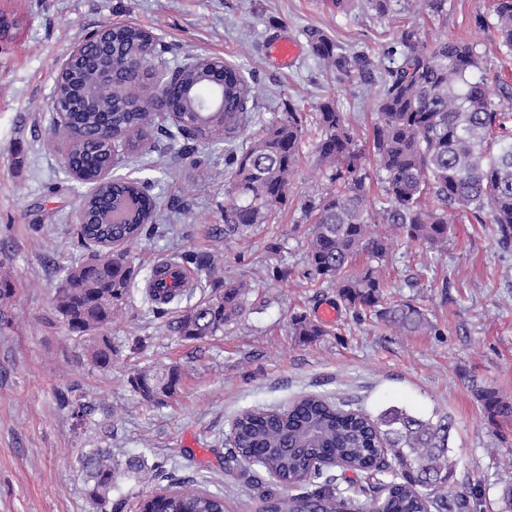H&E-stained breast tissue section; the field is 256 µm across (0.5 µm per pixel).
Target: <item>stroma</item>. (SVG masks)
Listing matches in <instances>:
<instances>
[{"mask_svg": "<svg viewBox=\"0 0 512 512\" xmlns=\"http://www.w3.org/2000/svg\"><path fill=\"white\" fill-rule=\"evenodd\" d=\"M13 7L22 29L0 42V277L14 285L0 301V512H105L88 496L79 465L92 448L158 465L153 483L130 476L113 490L124 497V512L179 482L223 492L224 512H256V490L229 475L237 466L225 445L229 424L241 410H283L307 393L345 399L373 416L391 405L448 415L457 462L449 493L470 492V512H500L498 462L512 456V420L489 421L471 391L478 380L512 402V244L500 246L492 225L455 216L439 251L393 239L387 294L419 306L432 332L400 336L337 307L325 336L303 345L292 317H317L336 301L334 289L299 276L307 229L301 205L328 183L311 147L299 156L286 210L237 242L224 238V143L172 145L149 133L138 151L117 153L114 172L153 183L179 206L153 238L125 247L137 274L121 310L97 330L114 346L111 366L100 368L89 340L71 336L53 305L55 284L88 254L72 222L88 187L61 167L49 109L54 75L75 41L124 21L151 29L167 60L202 54L242 69L253 88L252 120L238 143L288 107L308 112L325 98L363 135L396 21L417 24L429 39L474 42L488 83L512 82V50L497 39L491 0H447L440 16H418L409 0H392V23L370 0H345L340 9L332 0H15ZM312 29L370 53V74L343 79L325 70L309 47ZM278 40L299 45L295 62L273 57ZM188 250L220 258L225 279L253 285L242 319L201 341L179 338L168 323L211 295L206 273H192L189 295L168 304L165 316L149 312L152 268ZM159 364L179 366L182 382L173 399L154 406L129 380ZM67 391L87 404L83 417L61 404Z\"/></svg>", "mask_w": 512, "mask_h": 512, "instance_id": "obj_1", "label": "stroma"}]
</instances>
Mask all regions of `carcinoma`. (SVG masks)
I'll use <instances>...</instances> for the list:
<instances>
[{"label":"carcinoma","instance_id":"obj_1","mask_svg":"<svg viewBox=\"0 0 512 512\" xmlns=\"http://www.w3.org/2000/svg\"><path fill=\"white\" fill-rule=\"evenodd\" d=\"M495 28L501 44L512 49V0H492ZM149 37L141 27L112 32V71L130 79L129 93L140 96L146 78L132 67L131 55ZM312 54L323 66L347 79L371 69L368 53H348L323 32L308 34ZM389 60L377 92L376 117L365 143L376 168L361 164L358 135L344 113L327 100L315 107L312 122L318 130L314 152L328 174V186L307 200L302 213L310 224L301 276L311 284L333 288L346 311L359 319L374 313L400 332L431 331L424 314L407 301L386 302L382 262L391 239L376 228L389 224L394 235L437 250L447 245L451 214L478 224H492L499 244L512 242V84L490 88L475 76L482 68L476 44L461 39L427 41L413 25L405 26L393 45L384 49ZM207 68L181 69L180 85L205 91ZM88 66L63 77L58 89L80 97L88 89ZM252 87L233 64L224 62V111L207 116L200 98L173 95L180 109L176 131L162 132L170 141L229 142L247 123ZM84 138L69 146L70 164L91 183L112 163V141L133 142L155 125L141 112H129L116 99L94 95L84 110L72 115ZM306 135L303 113L294 107L262 125L246 147L225 150L224 168L232 178L224 205V238L244 241L260 224L278 218L287 205L289 185L296 172ZM380 185L377 201L372 186ZM94 216L79 234L81 242L98 246L71 266L57 284L55 312L70 333L82 339L112 320L122 309L135 269L126 256L115 255L112 239L130 244L155 231L157 196L151 186L135 179L103 185L80 200ZM370 261L357 267L361 255ZM180 267L205 270L220 281L215 259L194 252L179 256ZM250 285L227 281L209 298L184 311L170 325L183 340L198 341L224 332L246 310ZM292 335L309 343L326 330L304 314L291 320ZM98 367L112 364V341L100 336L91 346ZM177 365L153 366L131 378L135 392L146 401L165 405L179 390ZM471 389L488 419L512 417V404L491 386L476 380ZM231 459H256L249 480L278 475L283 481L308 476L314 490L262 496L263 512H468L469 497L445 495L456 461L448 439L452 422L438 413L424 419L392 406L373 417L321 394L295 399L288 415L252 408L235 416ZM333 457L344 468L367 480L356 494L345 496L333 487L326 470H310L312 460ZM88 477L87 492L103 505L120 479L130 473L152 475L137 457L121 461L109 448H92L80 458ZM503 512H512V457L500 462ZM160 512H224V494L201 492L181 485L166 497Z\"/></svg>","mask_w":512,"mask_h":512}]
</instances>
